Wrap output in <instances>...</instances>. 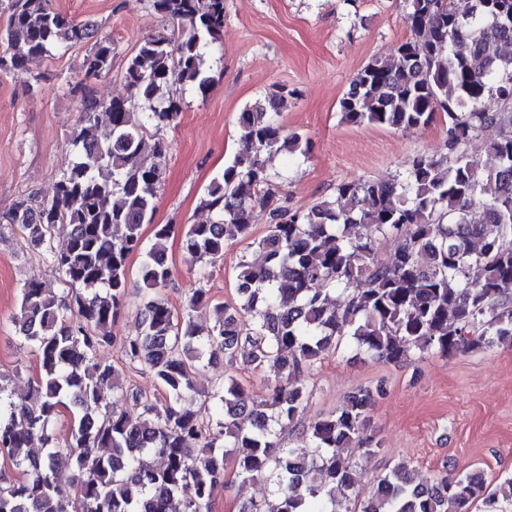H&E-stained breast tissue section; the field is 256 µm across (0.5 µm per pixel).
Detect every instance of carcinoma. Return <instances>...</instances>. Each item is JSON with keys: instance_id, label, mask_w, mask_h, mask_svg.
Here are the masks:
<instances>
[{"instance_id": "1", "label": "carcinoma", "mask_w": 512, "mask_h": 512, "mask_svg": "<svg viewBox=\"0 0 512 512\" xmlns=\"http://www.w3.org/2000/svg\"><path fill=\"white\" fill-rule=\"evenodd\" d=\"M171 25L144 38L125 60L129 96L96 97L87 80L112 71V39L99 24L77 21L50 0H9L0 28V71H23L29 60L77 44L89 48L84 79L73 89L81 107L70 144L73 158L54 196L20 200L5 217L22 240L59 274L66 294L37 281L20 289L15 335L38 359L32 396L19 401L0 387V458L21 470L0 472V512H212L214 491L232 462L242 482L265 481L275 501L250 500L239 512H502L512 501V477L495 487L479 471L460 470L423 484L406 462L377 478L359 498L345 450L375 452L365 436L375 393L360 389L335 412L302 429L285 446L275 426L294 423L311 392L305 372L345 343L363 354L397 362L412 353L448 357L512 340V0H407L411 37L384 59L370 60L350 81L339 106L342 120L393 130L427 127L436 116L446 138L419 153L398 179H358L309 208L274 203L268 158L306 154L277 117L288 95L280 89L239 113L251 149L224 165L200 198L209 214L186 224L184 250L205 265L250 236L255 210L269 214L256 241L264 261L239 262L238 302H213L196 288L187 309L174 313L162 295L172 283L167 242L173 224H155L166 150L148 133L175 123L180 100L170 88L206 91L207 53L224 30V0H151ZM493 97L490 111L484 100ZM111 133L98 135L100 115ZM486 137L494 166L479 172L468 142ZM153 224L145 244L142 226ZM67 244L56 250L57 226ZM400 239L393 258L378 244ZM141 256L145 304L141 330L120 340L111 328L129 290V261ZM481 271L471 276L472 269ZM210 310L206 329L194 312ZM118 344L124 360L147 371L163 390L160 403L133 395L136 414L102 408L107 391L121 389L119 371L99 356ZM224 359V384L199 391L195 375ZM265 366L276 382L259 401H244L232 373L239 358ZM200 397L185 407L186 395ZM70 416L65 448L73 485L57 478L56 426ZM41 442L40 450L32 441ZM158 455L163 465L148 457Z\"/></svg>"}]
</instances>
